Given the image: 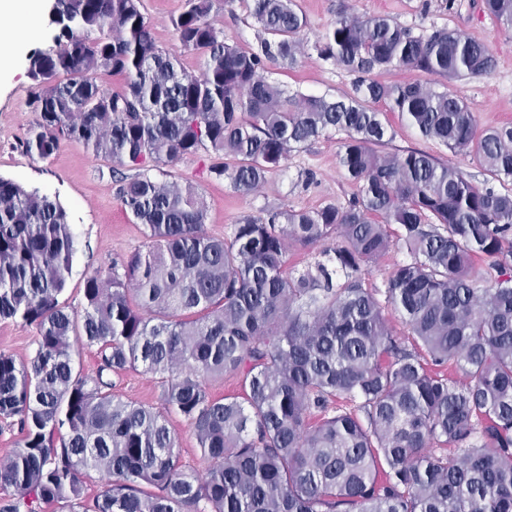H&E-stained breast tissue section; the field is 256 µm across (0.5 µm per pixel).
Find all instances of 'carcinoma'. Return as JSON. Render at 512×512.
Listing matches in <instances>:
<instances>
[{
    "label": "carcinoma",
    "mask_w": 512,
    "mask_h": 512,
    "mask_svg": "<svg viewBox=\"0 0 512 512\" xmlns=\"http://www.w3.org/2000/svg\"><path fill=\"white\" fill-rule=\"evenodd\" d=\"M482 5L512 28V0ZM212 9L188 0L172 20L204 57L198 76L156 44L140 0H52L53 45L27 58L39 120L20 147L47 158L76 140L141 168L116 194L148 242L86 278L77 315L59 301L76 251L66 211L0 178V318L37 329L28 361L0 354V421L22 434L0 460L13 489L0 512H512V192L424 152L381 154L390 135L374 108L511 182L512 125L478 130L448 89L490 74L491 51L454 30L341 15L316 50L356 75L351 91L292 94L265 72L300 50L294 0H252L262 36L248 48L224 41ZM395 68L444 84L374 78ZM107 74L125 88H105ZM330 131L344 134L339 161L359 194L248 216L223 239L205 233L193 187L148 166L209 151L210 172L248 194ZM391 224L409 260L382 301L361 272L391 250ZM319 244L325 260L284 272L289 247ZM77 343L97 348L95 373L76 364ZM138 368L164 409L113 392L112 376ZM226 374L242 399L210 394L207 380ZM172 413L211 462L205 476L180 464ZM92 471L104 489L88 506Z\"/></svg>",
    "instance_id": "obj_1"
}]
</instances>
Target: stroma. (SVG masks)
Instances as JSON below:
<instances>
[{"instance_id": "obj_1", "label": "stroma", "mask_w": 512, "mask_h": 512, "mask_svg": "<svg viewBox=\"0 0 512 512\" xmlns=\"http://www.w3.org/2000/svg\"><path fill=\"white\" fill-rule=\"evenodd\" d=\"M308 25L303 33L304 51L293 63L270 65V78L288 89L308 95L336 96L350 91L353 74L320 58L315 45L340 14L384 16L411 28L414 34L448 28L463 37L484 43L495 58L493 71L482 78L452 81L450 90L471 108L478 129L512 124V29L483 13L480 0H296ZM187 7V0H143L142 12L161 48L176 57L189 74H200L203 57L178 41L172 18ZM212 18L223 29L228 44H256L260 28L250 14V0H216ZM51 43L44 28L21 31L12 50V64L0 71V177L13 180L56 200L67 212L76 236V252L67 279L63 301L74 311L83 308L84 281L115 259H125L144 250V225L127 212L115 193L116 181L132 177L134 168L94 155L81 143H62L49 158L24 154L20 141L39 120L30 104L35 85L27 72L26 56ZM381 119L393 137L385 154L410 150L428 153L439 161L457 166L476 185L486 177L473 157L457 154L439 142L422 138L399 113L378 103ZM341 134L329 132L291 152L283 167L272 171L255 194L233 189L228 179L210 175L205 153L184 156L174 166L161 167L156 176L178 185H192L203 196L207 209L205 231L224 236L231 224L264 210L287 208L316 210L330 204L342 205L358 192L339 163ZM115 392L123 400L161 407V390L152 375L128 371L116 380Z\"/></svg>"}]
</instances>
